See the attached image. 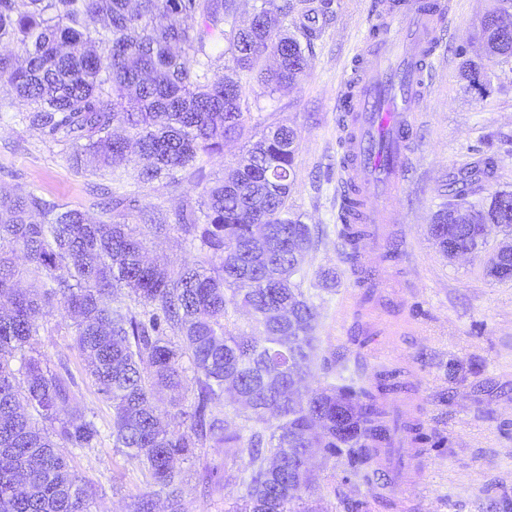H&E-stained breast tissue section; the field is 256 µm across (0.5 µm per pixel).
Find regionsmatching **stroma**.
<instances>
[{
    "label": "stroma",
    "instance_id": "obj_1",
    "mask_svg": "<svg viewBox=\"0 0 512 512\" xmlns=\"http://www.w3.org/2000/svg\"><path fill=\"white\" fill-rule=\"evenodd\" d=\"M373 2L334 0V16L314 43L307 75L289 89L254 87L244 105L251 126L286 125L300 139L289 207L315 229L298 279L318 311L320 338L308 387L331 382L359 390L378 373H396L404 388L393 396L395 417L421 431L398 458L410 467L412 482L390 484L380 499L365 502L366 484L382 471L384 457L362 461L343 451L313 459L315 482L305 497L312 512H401L400 502L414 500L420 512H512V280L492 281L484 274L495 251L512 243V230L489 227L480 252L456 259L428 233L443 183L466 164L493 161L497 173L486 192L512 187V74H502L485 91L460 79L462 56L482 51L481 20L491 0H450L438 31L443 55L415 115V152L396 200L406 213V232L390 235L373 262L393 285L367 298L355 285L337 219L336 95L367 37ZM69 152V145L39 129L0 119V198L33 191L83 208L92 219L115 221V213L90 192L93 185L109 184V177L76 172ZM138 165L135 155L126 164L124 189L139 201L126 213L128 224L141 223L142 208L170 219L198 199L191 173H179L175 184L142 183ZM146 248L150 260L171 270L197 255L175 231L148 237ZM37 349L50 368L73 374L76 407L106 427L111 412L86 378L72 329L59 313L46 316ZM72 460L92 485L97 512H129L146 487L139 466L110 438L74 451ZM223 462V449L208 447L178 461L188 512H230L243 494L236 483L203 492V464Z\"/></svg>",
    "mask_w": 512,
    "mask_h": 512
}]
</instances>
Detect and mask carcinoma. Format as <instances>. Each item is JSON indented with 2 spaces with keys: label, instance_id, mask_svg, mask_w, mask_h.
Returning <instances> with one entry per match:
<instances>
[{
  "label": "carcinoma",
  "instance_id": "carcinoma-1",
  "mask_svg": "<svg viewBox=\"0 0 512 512\" xmlns=\"http://www.w3.org/2000/svg\"><path fill=\"white\" fill-rule=\"evenodd\" d=\"M328 9V0H257V17L244 24L237 0H0V42L21 57L0 55V85L12 93L0 112L17 108L29 126L70 145L72 166L108 172L115 184L127 176L132 144L144 160L142 182L201 173L203 158L224 154L248 123L240 74L270 56L276 66L261 83L272 91L298 84ZM295 12L303 21L291 32L285 23ZM481 39V60L460 52L472 85L491 83L492 67L512 63V0H494ZM220 41L231 76L212 70L208 49ZM255 136L222 176L199 178L200 201L183 205L174 224L94 222L33 191L0 202V298L8 302L0 311V512H93V492L63 448H93L102 431L72 406L75 377L50 369L35 348L55 305L73 321L84 372L111 410L113 447L150 478L131 512H186L176 462L196 448H222L237 466L221 476L205 464L199 482L206 490L222 480L242 485L239 512H302L295 505L314 483L306 449L331 458L382 447L385 401L402 389L389 375H376L371 390L326 384L288 398L317 359V312L294 269L313 230L288 207L296 132L266 127ZM492 177L491 167L474 164L449 179L434 215L443 252L450 242L478 249L470 224H512V190L482 195ZM257 198L266 199L273 229L259 249L248 222ZM172 230L199 250L175 272L143 257L146 235ZM365 232L348 225L350 257ZM123 291L128 304L115 299ZM240 303L253 310L260 336L228 329ZM189 379L188 430L167 429L156 394L178 393ZM228 407L256 426L248 438L232 427Z\"/></svg>",
  "mask_w": 512,
  "mask_h": 512
}]
</instances>
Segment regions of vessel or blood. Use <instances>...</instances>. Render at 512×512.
<instances>
[{"instance_id":"vessel-or-blood-1","label":"vessel or blood","mask_w":512,"mask_h":512,"mask_svg":"<svg viewBox=\"0 0 512 512\" xmlns=\"http://www.w3.org/2000/svg\"><path fill=\"white\" fill-rule=\"evenodd\" d=\"M444 19L438 0H376L367 18L372 32L358 53L339 96L340 170L368 202L400 191V176L411 161L412 127L427 90L426 80L440 55L437 27Z\"/></svg>"}]
</instances>
